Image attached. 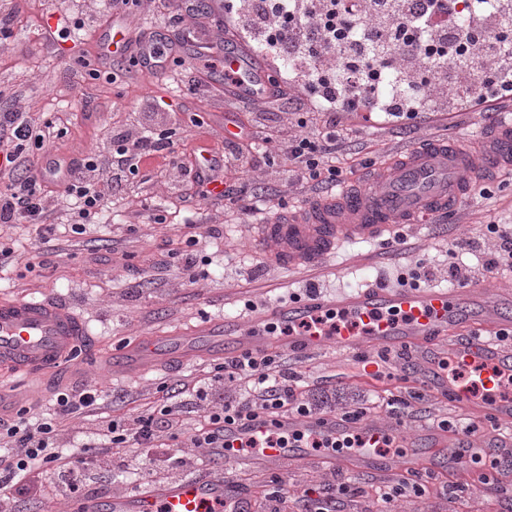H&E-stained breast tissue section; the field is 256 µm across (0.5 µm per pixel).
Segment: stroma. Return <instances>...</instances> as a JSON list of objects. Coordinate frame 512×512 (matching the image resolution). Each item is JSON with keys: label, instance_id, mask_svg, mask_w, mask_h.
Returning <instances> with one entry per match:
<instances>
[{"label": "stroma", "instance_id": "obj_1", "mask_svg": "<svg viewBox=\"0 0 512 512\" xmlns=\"http://www.w3.org/2000/svg\"><path fill=\"white\" fill-rule=\"evenodd\" d=\"M60 10L81 27L78 52L96 54L99 33L112 23L104 0H0V28L12 33L9 42L0 44V113H17L34 126L50 120L66 128L65 136L51 140L47 158L59 157L78 166L89 156H102L106 163L96 177L104 182L112 177L107 160L113 135L163 130L170 112L179 122L176 151L187 164L203 151L223 153L225 124L244 125L254 141L287 126L286 115L276 113L248 124V105L218 91L210 97L196 91L197 62L188 49L179 60L169 61L162 74H142L129 57L118 55L112 57L111 65L125 69L126 74L116 82L83 78L73 58L60 51L55 35L41 26L46 14ZM178 10L177 0H138L128 21L173 39L180 29ZM484 124V116L475 112H442L420 123L359 124L349 139L352 151L366 154L371 168L377 169L423 139L452 137L469 142ZM237 177L268 190L255 218L202 200L192 176L174 170L169 155H156L137 174L126 175L114 194L106 197L84 244L70 238L74 216L68 200L54 195L43 221L56 227L50 242L58 250L56 268L25 270L27 258L42 249L35 226L0 223V244L16 252L0 262V299L68 302L89 319L103 348H120L137 337L172 332L212 316L246 320L251 306L302 295L312 284L324 290L392 286L402 266L420 270L422 285L442 288L448 284V250L454 240L478 239L483 252L490 253L495 239L487 232V224L512 225V176L501 173L485 181V197L470 199L435 223L407 224L375 243L342 245L323 268L289 273L267 262L252 241L251 226L306 205L315 198V191L301 186L296 177H284L282 159L274 153L251 154ZM149 199L161 203L165 223L150 220L144 208ZM191 235L197 236L198 243L195 267L188 272L168 263L165 248L178 246ZM375 356L369 348L347 355L287 353L283 359L299 373L302 389L316 395L335 393L340 415L361 408L364 422L391 420L381 399L383 390L390 389L401 393L415 413L404 420L406 429L433 428L442 420L465 418V411L443 395L409 378L397 357H390L382 381L360 377L362 358ZM78 358L75 375L60 371L38 383L16 380L20 405L46 414L54 408L57 391L95 383L105 392L103 412L130 420L153 401L160 386L203 376L214 367L207 360L133 377L110 373L87 353H79ZM228 475L248 495L267 484L287 493L290 512H300V497L308 488L332 495L340 483L348 481L361 492L345 502L344 512H372L373 490L400 483L408 473L354 474L327 468L315 457L301 467L286 465L259 473L232 469ZM136 478L134 466L118 459L111 469L90 472L85 495L90 500L107 499L129 491ZM395 512H512V480L488 491L474 470L448 492L436 479L425 496L400 498Z\"/></svg>", "mask_w": 512, "mask_h": 512}]
</instances>
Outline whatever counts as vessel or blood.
<instances>
[{
    "mask_svg": "<svg viewBox=\"0 0 512 512\" xmlns=\"http://www.w3.org/2000/svg\"><path fill=\"white\" fill-rule=\"evenodd\" d=\"M224 86L238 96L255 100L271 94L268 68L233 40L224 42ZM493 173L512 170V116H494L485 132L465 145L426 140L405 159L356 190L315 199L283 218L255 225L253 237L268 258L285 270L325 264L345 243L373 241L402 224L421 217L442 216L457 209L476 191L473 167ZM336 313L335 331L296 334L301 324L326 312ZM291 327V334L274 335L268 324ZM512 329V292L489 280L468 289L436 287L358 288L329 292L311 290L304 297L277 302L255 311L249 321L217 317L163 335L144 336L131 345L104 353L113 372H148L197 359L231 361L242 353L277 349L287 353L334 351L348 354L364 348L404 352L416 375L474 418H492L500 433L463 431L455 437L423 429L428 448L419 454L388 457L373 441L394 433L413 441L410 431L390 423L365 424L367 447L351 455L328 457L330 466L353 473L402 468L416 471L445 462L466 476L475 452L512 447V392L501 384L512 374V348L498 336ZM93 339L89 322L63 301H0V374L40 376L67 365L75 351ZM448 360L454 373L439 369ZM291 429L330 435L344 433L343 416L288 418ZM266 425L254 421L224 430L228 441L259 439ZM209 460L225 459L258 467L302 465L311 458L307 448H264L244 457L212 448ZM252 502L220 474L191 472L181 479L137 493H120L105 502L90 501L86 512H250Z\"/></svg>",
    "mask_w": 512,
    "mask_h": 512,
    "instance_id": "vessel-or-blood-1",
    "label": "vessel or blood"
}]
</instances>
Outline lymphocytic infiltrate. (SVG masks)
Listing matches in <instances>:
<instances>
[{
    "instance_id": "f902f5d3",
    "label": "lymphocytic infiltrate",
    "mask_w": 512,
    "mask_h": 512,
    "mask_svg": "<svg viewBox=\"0 0 512 512\" xmlns=\"http://www.w3.org/2000/svg\"><path fill=\"white\" fill-rule=\"evenodd\" d=\"M512 0H478L462 12L458 0H232L224 31L252 53L281 63L284 72L264 101H299L306 111L298 119L297 134L282 141L286 163L313 185L338 186L354 152L345 146L346 135L337 121L354 125L370 115L385 122H422L450 102L468 110L485 111L512 96ZM319 126L307 131L309 117ZM47 130L14 119L0 120V223L33 224L40 239L53 233L43 223L46 194L41 177L33 174L31 157L46 151ZM174 147L171 135H130L120 138L112 153L118 172H138L147 158ZM96 158L71 169L64 181L66 196L78 208L73 236L87 232V221L99 213L107 189L98 188L92 175ZM246 380L238 398L211 402L208 391L224 378ZM193 392L202 401L203 415L190 436H183L181 410L175 397ZM98 387L56 396L49 418H30L27 408L0 417V512L27 495L26 478L34 469L54 475L41 485V498H77L89 471L108 469L115 457L135 452L139 479L151 482L160 466L171 463L179 440L199 450L224 445L225 427L263 419L260 440L240 444V451L257 448H310L321 453H348L363 447L358 423L361 412L349 414L352 432L327 437L310 430H292L284 418H308L314 410L298 386L295 371L274 355L245 354L219 364L213 376L162 387L161 394L133 422L105 416L96 437L83 443L78 454L64 453L58 440L71 415L97 410Z\"/></svg>"
}]
</instances>
